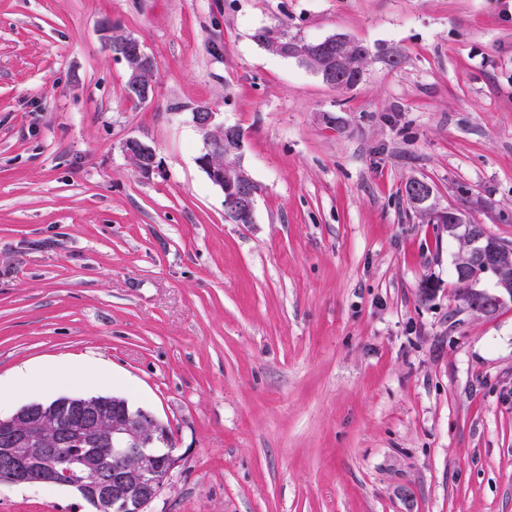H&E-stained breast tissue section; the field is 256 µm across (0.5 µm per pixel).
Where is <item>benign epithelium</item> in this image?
<instances>
[{
  "mask_svg": "<svg viewBox=\"0 0 512 512\" xmlns=\"http://www.w3.org/2000/svg\"><path fill=\"white\" fill-rule=\"evenodd\" d=\"M264 46L274 48L277 55L294 58L305 64L324 83L336 87L344 79L339 71L341 57L350 55L353 44L344 37H328L323 46L312 51L284 40ZM128 69L127 86L131 93L146 100L152 92L146 74L152 63L144 44L130 36L118 53ZM193 124L204 134V149L197 158L199 166L210 181L224 194V208L234 213L239 221L254 222L257 190L253 181L241 165L217 167L212 158L224 152V143L237 139L234 126L224 123L221 113L208 104L197 106L192 112ZM125 155L143 173L148 174L157 167V155L152 146L139 138H129L123 144ZM413 190L409 192V203L426 213L435 208L432 203L433 187L426 181L414 178L409 181ZM512 258V249L497 246L484 248L474 239L468 247L467 257L456 262V272L464 278L474 267H480L496 278V289L492 292L469 288L459 296L464 306L477 314L491 316L501 307L512 302V274H504V265ZM107 401L76 399L59 402L55 409L45 410L36 404L25 407L14 416L0 420V471L7 475V483L14 485L46 484L81 491L91 500L98 512H144L168 482L177 466L178 458L169 445L172 436L166 425L142 408L131 409L128 403L120 408L123 413L112 418V453L123 457H135L138 468L130 470L122 465L107 467L99 458L84 454L78 458V468L67 470L57 464V457L67 448L82 445L85 439L102 430L106 417ZM51 428L52 447L35 448L33 444L40 432ZM39 457L43 461L40 469L30 468L28 460Z\"/></svg>",
  "mask_w": 512,
  "mask_h": 512,
  "instance_id": "1",
  "label": "benign epithelium"
}]
</instances>
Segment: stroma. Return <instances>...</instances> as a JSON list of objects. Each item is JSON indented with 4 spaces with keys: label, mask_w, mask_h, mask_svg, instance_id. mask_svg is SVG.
<instances>
[{
    "label": "stroma",
    "mask_w": 512,
    "mask_h": 512,
    "mask_svg": "<svg viewBox=\"0 0 512 512\" xmlns=\"http://www.w3.org/2000/svg\"><path fill=\"white\" fill-rule=\"evenodd\" d=\"M281 19L368 45L357 87L253 40ZM201 104L245 132L254 223L197 163ZM413 178L512 243V0H0V377L64 363L57 396L170 427L145 512H512V304L465 308ZM0 512L92 509L0 485ZM127 37L114 38L112 44H116ZM117 55L127 65V86L131 93L133 95L134 93L138 94L141 100L148 99L152 88L146 81V74L151 69L152 63L144 49V44L138 38L129 36ZM129 89L128 94L131 96ZM136 99L140 100L139 98ZM125 155L145 174L157 167V155L152 146L138 138H129L123 144ZM410 187L413 190L409 192V186L406 188V193L409 197V203L419 211L426 213L432 211L436 206L431 201L434 196L433 187L426 181L414 178L409 181Z\"/></svg>",
    "instance_id": "obj_1"
}]
</instances>
